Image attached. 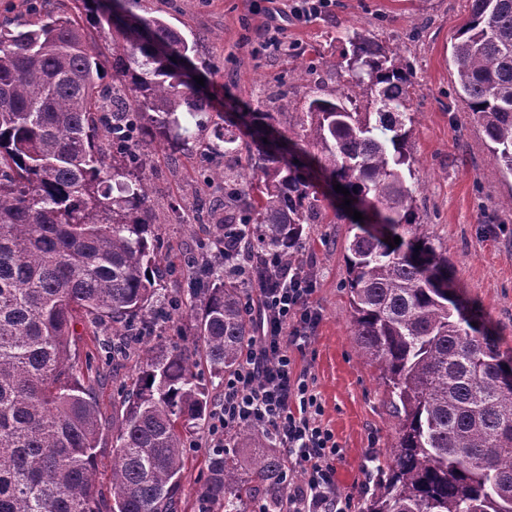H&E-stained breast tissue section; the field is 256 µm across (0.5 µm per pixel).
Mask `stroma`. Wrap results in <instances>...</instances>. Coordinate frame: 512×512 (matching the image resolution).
<instances>
[{"instance_id":"35a3bbf8","label":"stroma","mask_w":512,"mask_h":512,"mask_svg":"<svg viewBox=\"0 0 512 512\" xmlns=\"http://www.w3.org/2000/svg\"><path fill=\"white\" fill-rule=\"evenodd\" d=\"M472 0H334L329 12L309 19L292 14L296 0H283L286 12L277 34H269L265 0H123L122 10L166 17L186 37L199 38L194 62L205 76L215 114L206 118L197 140L174 153L160 148L144 173L155 189L152 208L165 260L160 286L170 301L189 298L205 283L192 273L188 257L208 240L192 227L194 209L208 189L199 175L200 143L217 142L224 119L237 109L271 112L280 85L288 87L284 127L299 131L306 91L287 79L301 58L340 55L347 36L366 31L387 46H400L412 66L417 92L411 101L418 123L412 138L420 183L417 212L438 253L447 256L452 275L470 310L499 338L503 357L512 358V176L494 165L484 134L458 101L452 43L470 17ZM352 214L333 224H311L298 261L311 275L313 304L321 321L297 367L317 379L321 422L343 455L336 482L349 497V512H360L368 488L366 463L388 452L398 421L377 366L358 359L349 294L345 287V246L356 228ZM81 360L90 363L83 383L90 388L103 425L97 448L96 487L101 504L112 500V408L118 388L135 379L139 363L105 364L111 329L75 326ZM206 429L195 430L183 478L179 512H194L196 491L206 473Z\"/></svg>"}]
</instances>
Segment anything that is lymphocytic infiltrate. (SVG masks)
Returning <instances> with one entry per match:
<instances>
[{"label": "lymphocytic infiltrate", "mask_w": 512, "mask_h": 512, "mask_svg": "<svg viewBox=\"0 0 512 512\" xmlns=\"http://www.w3.org/2000/svg\"><path fill=\"white\" fill-rule=\"evenodd\" d=\"M271 279L244 275L257 299L256 329L238 369L224 378V394L211 412L207 444L227 446L240 427L262 429L288 461L285 512H349V498L336 484L342 450L322 426L323 406L309 369H296L293 351L308 345L319 323L306 269L268 259Z\"/></svg>", "instance_id": "f902f5d3"}]
</instances>
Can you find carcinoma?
<instances>
[{"mask_svg":"<svg viewBox=\"0 0 512 512\" xmlns=\"http://www.w3.org/2000/svg\"><path fill=\"white\" fill-rule=\"evenodd\" d=\"M85 18L108 31L107 51L90 40ZM349 44L337 59L296 70L308 97L302 142L273 136L288 110L284 91L277 111L244 115L246 157L230 131L210 148L232 166L210 173L224 196L199 206L219 215L213 241L237 238L264 278L270 255L295 264L304 225L333 221L312 173L348 189L350 207L382 226L376 234L354 222L346 247L358 356L378 366L399 421L365 512H512V360L466 315L448 257L419 221L408 182L412 67L362 32ZM193 51L165 21L109 14L98 0H75L72 13L41 9L33 28L0 32V512H102V423L76 369L75 325L83 315L118 326L114 359H129L151 335L146 316L163 296L143 158L162 143L187 145L183 117L214 111L191 85ZM452 58L457 97L512 175V0H472ZM319 66L346 83L311 85ZM244 302L240 276L214 270L177 312L192 339L146 341L112 417L108 512H178L187 434L212 404L198 366L220 382L239 367L255 330ZM239 441L265 452L245 470L236 448L211 449L198 512H246L257 496L258 512H284L286 458L253 426L234 433Z\"/></svg>","mask_w":512,"mask_h":512,"instance_id":"cac0c4a2","label":"carcinoma"}]
</instances>
